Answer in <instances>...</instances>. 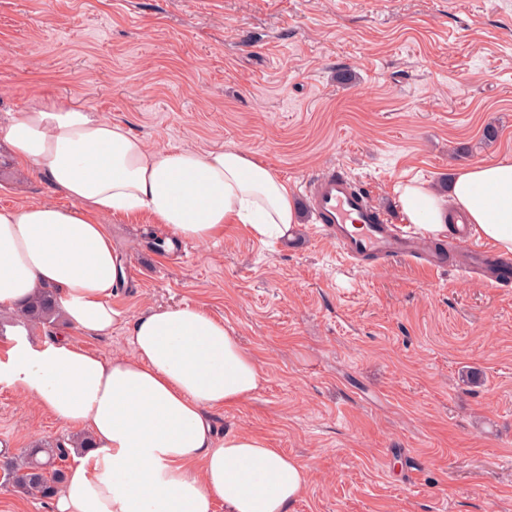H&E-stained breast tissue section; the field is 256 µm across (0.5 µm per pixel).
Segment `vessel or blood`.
<instances>
[{
	"mask_svg": "<svg viewBox=\"0 0 512 512\" xmlns=\"http://www.w3.org/2000/svg\"><path fill=\"white\" fill-rule=\"evenodd\" d=\"M317 223L328 227L345 259L376 254L404 256L416 246L406 235L393 233L384 215L363 196L354 194L348 179L328 169L316 176L307 195ZM456 252L478 269L501 272L512 265V258L474 246L468 225H461L453 236Z\"/></svg>",
	"mask_w": 512,
	"mask_h": 512,
	"instance_id": "b4317fda",
	"label": "vessel or blood"
}]
</instances>
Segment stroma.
<instances>
[{
	"instance_id": "1",
	"label": "stroma",
	"mask_w": 512,
	"mask_h": 512,
	"mask_svg": "<svg viewBox=\"0 0 512 512\" xmlns=\"http://www.w3.org/2000/svg\"><path fill=\"white\" fill-rule=\"evenodd\" d=\"M83 104L148 149L240 148L297 206L344 168L404 222L394 188L512 156V0H0V121ZM498 137L483 140L486 126ZM65 203L0 142V207ZM124 314L80 342L128 354V317L198 305L264 382L214 414L306 468L290 512H512V282L388 258L350 263L302 212L268 240L167 248L151 214L106 221ZM4 451L76 430L0 385Z\"/></svg>"
}]
</instances>
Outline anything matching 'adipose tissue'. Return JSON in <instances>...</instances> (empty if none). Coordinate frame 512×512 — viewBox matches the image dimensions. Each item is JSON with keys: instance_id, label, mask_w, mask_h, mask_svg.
Instances as JSON below:
<instances>
[{"instance_id": "ef3b65f1", "label": "adipose tissue", "mask_w": 512, "mask_h": 512, "mask_svg": "<svg viewBox=\"0 0 512 512\" xmlns=\"http://www.w3.org/2000/svg\"><path fill=\"white\" fill-rule=\"evenodd\" d=\"M0 140L67 197L0 208V309L53 291L67 324L108 334L122 268L102 219L151 214L179 240L212 241L228 224L259 237L299 222L285 182L236 148L148 150L123 124L88 106L35 102L0 124ZM425 234L464 214L472 237L512 254V158L458 170L447 193L411 181L396 189ZM133 352L105 358L69 337L14 339L0 384L59 422L88 433L91 450L69 471L52 512H289L303 465L264 438L217 437L211 415L251 398L257 360L222 320L188 304L132 318Z\"/></svg>"}]
</instances>
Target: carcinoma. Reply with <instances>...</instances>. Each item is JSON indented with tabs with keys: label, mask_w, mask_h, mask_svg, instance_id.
Returning <instances> with one entry per match:
<instances>
[{
	"label": "carcinoma",
	"mask_w": 512,
	"mask_h": 512,
	"mask_svg": "<svg viewBox=\"0 0 512 512\" xmlns=\"http://www.w3.org/2000/svg\"><path fill=\"white\" fill-rule=\"evenodd\" d=\"M13 315L21 323L51 324L60 319L59 310L47 289H40L20 303ZM71 448L65 443L40 441L25 449L19 458L5 457L0 462L4 482L18 491L39 499H49L57 493L59 485L65 481V474L57 462L64 461L71 453L83 455L90 448L89 438L81 434L68 439Z\"/></svg>",
	"instance_id": "obj_1"
}]
</instances>
